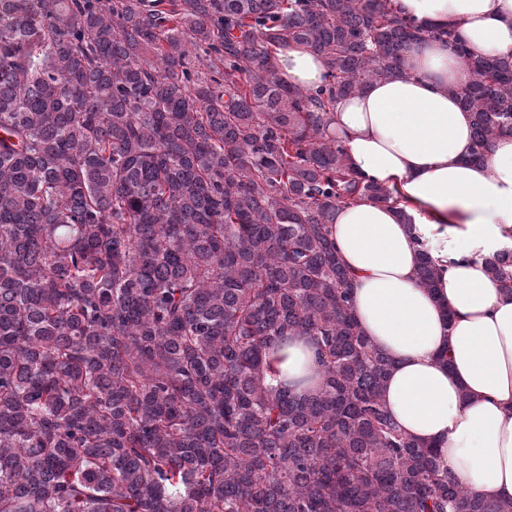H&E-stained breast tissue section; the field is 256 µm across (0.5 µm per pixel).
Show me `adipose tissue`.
<instances>
[{
	"instance_id": "adipose-tissue-1",
	"label": "adipose tissue",
	"mask_w": 512,
	"mask_h": 512,
	"mask_svg": "<svg viewBox=\"0 0 512 512\" xmlns=\"http://www.w3.org/2000/svg\"><path fill=\"white\" fill-rule=\"evenodd\" d=\"M398 16L453 27L474 52L512 54V0H393ZM285 82L324 83L325 66L289 45L276 55ZM469 71L447 42L405 54L402 76L337 100L329 134L352 169L395 188L397 203L366 199L338 210L331 228L359 324L396 366L386 407L410 437L436 447L449 482L512 501V296L484 259L512 247V135L484 163L468 160L472 115L450 94ZM439 269L418 284L422 250Z\"/></svg>"
}]
</instances>
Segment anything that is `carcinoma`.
<instances>
[{"mask_svg": "<svg viewBox=\"0 0 512 512\" xmlns=\"http://www.w3.org/2000/svg\"><path fill=\"white\" fill-rule=\"evenodd\" d=\"M444 37L481 161L512 132V55L391 0H0V512H512L389 415L330 235L395 201L332 106ZM290 44L319 89L277 76ZM485 265L511 295L512 250ZM294 336L314 389L278 368ZM278 76L288 84L306 89H316L324 84L325 66L321 59L309 50L289 45L276 55Z\"/></svg>", "mask_w": 512, "mask_h": 512, "instance_id": "obj_1", "label": "carcinoma"}]
</instances>
